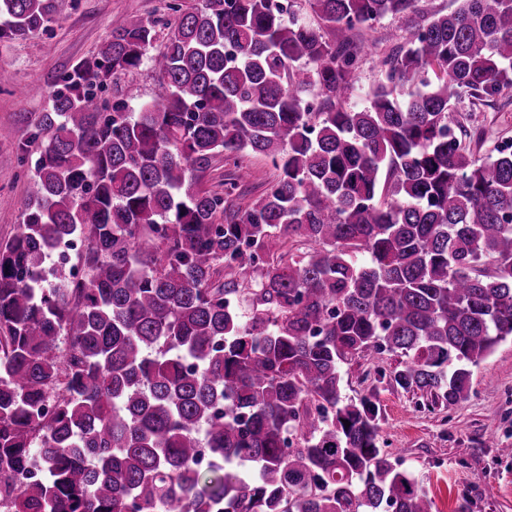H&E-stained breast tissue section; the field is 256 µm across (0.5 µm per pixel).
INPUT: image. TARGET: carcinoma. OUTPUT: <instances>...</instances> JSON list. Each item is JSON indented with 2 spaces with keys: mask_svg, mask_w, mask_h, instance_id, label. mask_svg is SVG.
I'll return each mask as SVG.
<instances>
[{
  "mask_svg": "<svg viewBox=\"0 0 512 512\" xmlns=\"http://www.w3.org/2000/svg\"><path fill=\"white\" fill-rule=\"evenodd\" d=\"M421 1L304 0L307 20L295 0L175 3L163 50L158 22L114 23L60 78L0 244L10 512H432L342 370L387 354L375 373L434 411L512 338V153L477 156L457 109L512 92V0ZM54 14L0 0V42ZM388 17L409 36L350 110L362 33ZM145 60L152 101L99 96ZM250 153L277 177L236 206ZM221 154L222 193L201 187ZM68 236L81 277L47 283ZM84 242L79 237H67L59 241L55 247V251L50 264L45 269V276L52 278L54 269L59 266L64 260L71 258L73 254L83 249ZM76 263L75 255L72 256L70 262L66 265V269H63L68 273V269L71 265Z\"/></svg>",
  "mask_w": 512,
  "mask_h": 512,
  "instance_id": "carcinoma-1",
  "label": "carcinoma"
}]
</instances>
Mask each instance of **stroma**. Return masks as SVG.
I'll return each instance as SVG.
<instances>
[{
    "mask_svg": "<svg viewBox=\"0 0 512 512\" xmlns=\"http://www.w3.org/2000/svg\"><path fill=\"white\" fill-rule=\"evenodd\" d=\"M171 0H56L48 28L24 39L0 42V128L11 130L0 141V242L12 237L27 206L38 154L27 148L30 133L51 106L57 79L79 62L96 56L117 21L173 19ZM399 22L377 24L369 37L375 54L361 64L347 101L366 103L380 74L379 61L397 43ZM156 84L150 65L107 81L108 95L131 104L149 100ZM483 130L481 153L512 145V102L474 111ZM346 397L376 393L381 407L380 442L400 456L430 494L435 512H512V342H502L473 371L465 399L432 413L420 410L412 395L393 383L378 381L372 363L344 366Z\"/></svg>",
    "mask_w": 512,
    "mask_h": 512,
    "instance_id": "1",
    "label": "stroma"
}]
</instances>
